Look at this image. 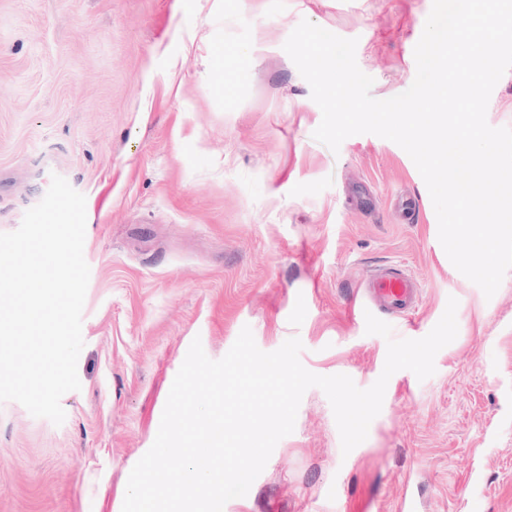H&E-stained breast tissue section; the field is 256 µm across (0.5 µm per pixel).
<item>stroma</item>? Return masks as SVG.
<instances>
[{"mask_svg":"<svg viewBox=\"0 0 512 512\" xmlns=\"http://www.w3.org/2000/svg\"><path fill=\"white\" fill-rule=\"evenodd\" d=\"M432 0H0V232L52 175L86 198L90 279L62 425L0 403V512H122L193 339L221 359L299 337L310 372L369 388L387 340L353 311L376 266L405 262L426 336L456 298L434 375L394 373L343 454L308 389L293 433L223 512H512V270L492 298L450 262L410 156L373 134L316 141L311 89L284 51L308 20L357 39L387 99L414 81ZM374 197L360 211L350 188ZM412 197L415 221L396 202Z\"/></svg>","mask_w":512,"mask_h":512,"instance_id":"stroma-1","label":"stroma"}]
</instances>
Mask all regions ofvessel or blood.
Segmentation results:
<instances>
[{
  "instance_id": "vessel-or-blood-1",
  "label": "vessel or blood",
  "mask_w": 512,
  "mask_h": 512,
  "mask_svg": "<svg viewBox=\"0 0 512 512\" xmlns=\"http://www.w3.org/2000/svg\"><path fill=\"white\" fill-rule=\"evenodd\" d=\"M362 288L368 306L391 317L408 315L420 301V282L398 263L373 273L364 281Z\"/></svg>"
}]
</instances>
